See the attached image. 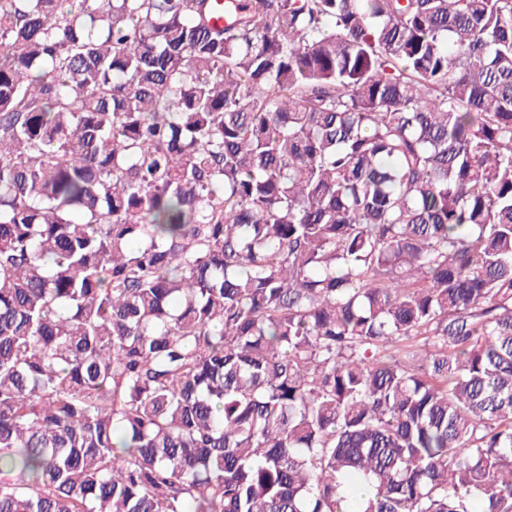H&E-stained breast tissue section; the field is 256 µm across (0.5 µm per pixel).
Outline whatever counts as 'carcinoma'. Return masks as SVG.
<instances>
[{
  "mask_svg": "<svg viewBox=\"0 0 512 512\" xmlns=\"http://www.w3.org/2000/svg\"><path fill=\"white\" fill-rule=\"evenodd\" d=\"M0 512H512V0H0Z\"/></svg>",
  "mask_w": 512,
  "mask_h": 512,
  "instance_id": "obj_1",
  "label": "carcinoma"
}]
</instances>
